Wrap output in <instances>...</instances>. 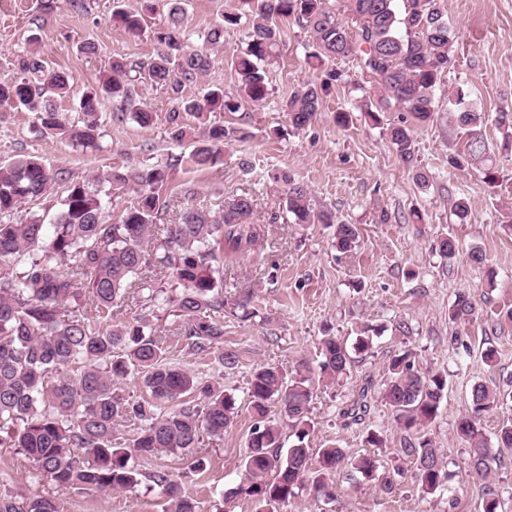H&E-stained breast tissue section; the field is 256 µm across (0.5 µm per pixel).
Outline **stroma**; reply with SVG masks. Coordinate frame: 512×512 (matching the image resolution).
I'll return each mask as SVG.
<instances>
[{
    "instance_id": "1",
    "label": "stroma",
    "mask_w": 512,
    "mask_h": 512,
    "mask_svg": "<svg viewBox=\"0 0 512 512\" xmlns=\"http://www.w3.org/2000/svg\"><path fill=\"white\" fill-rule=\"evenodd\" d=\"M85 3V11L78 12L72 0H0V81L14 77L15 50L24 47L29 35H38L40 51L50 65L76 79L74 97L62 104L75 120L81 117L79 92L97 82L113 54L148 57L153 51L150 31L167 17L166 5H159L146 19L147 32L132 36L112 21L115 0ZM230 4L231 0H183L184 26L193 35L192 46H199V33ZM445 8L456 35L453 59L435 90L434 121L414 131L418 163L429 179L424 186L403 167L385 130L366 123L361 115L357 104L374 94L375 87L362 82L358 60L339 58L313 69L306 60L310 37L292 20L281 23L278 58L266 68L270 95L265 104L248 105L233 114L210 113V122L248 134L244 141L227 140L223 163L211 169L189 163L190 140L171 139V103L159 89L140 91L141 105L154 114L147 127L113 120L114 105L104 100L99 111L101 148L96 152L43 136L34 126L33 113L0 106L2 165L22 155L35 156L47 167L81 180L113 166L164 163L174 157L178 163L170 171L167 191L173 204L164 223H174L179 211L187 208L214 211L248 197L253 203L251 220L264 230L255 252L224 265L225 296L251 293L268 318L264 325L225 319L224 344L238 351L237 367L228 370L212 359L189 355L179 342L170 348L172 362L194 368L204 381L223 382L237 398L239 413L223 439L207 437L200 445L207 458L205 471H190L188 458L182 456L143 460L139 469L146 478L134 489L71 491L65 496L67 512H162V495L147 478L160 465L180 475L200 512H211L219 496L241 479L253 425L248 409L252 369L271 363L289 374L299 363L316 365L323 327L351 343L366 325L377 331L372 350L356 355L347 379L318 391L307 442L314 449L338 445L352 459L367 454L385 471L401 467L405 473L393 492L386 493L345 465L334 478L335 500L305 490L282 512H479L477 479L465 464V445L457 438L455 425L470 409L472 385L512 386V321L503 316L512 308V230L501 222L503 213L512 209V155L501 150L503 130L494 121L497 112H512V0H446ZM247 31L244 25L225 28L224 44L212 57L204 85L236 91L234 61L245 47ZM87 41L96 43L97 53L82 51ZM325 79L331 87L316 120L305 131H289L284 100L294 87ZM456 89L490 116L483 133L496 160V184L448 164L450 147L459 144L448 118V93ZM339 112L350 114L347 126L337 125ZM243 157L252 162L246 172L238 167ZM281 170L307 187L315 208L357 225L356 250L337 252L331 245L332 231L324 225L293 223L283 188L272 178ZM461 197L470 206L462 222L451 210L452 201ZM416 210L423 221L413 218ZM446 233L458 242V253L450 261L433 248ZM475 247L482 251L483 262L471 260ZM465 290L480 293L483 317L449 321V306ZM400 318L409 323V335L394 333L392 325ZM488 347L496 351L491 365L482 358ZM404 349L413 352L421 368L448 374L440 414L425 432L443 451L454 491L450 498L421 492L407 475L410 463L399 453L405 433L378 393L391 356ZM365 387L372 388L373 396L362 419L343 416V409ZM372 433L381 436L380 446L368 444ZM50 489L48 479L39 476L22 453L0 448V493L37 496Z\"/></svg>"
}]
</instances>
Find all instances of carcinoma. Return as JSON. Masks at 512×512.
Instances as JSON below:
<instances>
[{
    "label": "carcinoma",
    "mask_w": 512,
    "mask_h": 512,
    "mask_svg": "<svg viewBox=\"0 0 512 512\" xmlns=\"http://www.w3.org/2000/svg\"><path fill=\"white\" fill-rule=\"evenodd\" d=\"M233 0L232 6L208 28L204 43L217 46L224 28L252 21L245 49L234 65L236 92L209 88L186 95L212 65L211 55L189 45L180 0H166L168 18L153 30L154 51L132 60L116 53L110 69L80 99L83 113L73 122L61 102L74 87L71 73L49 65L34 48L14 53L16 76L0 82V106L23 107L36 116L42 134L83 149L99 147L98 112L112 99L116 118L140 126L153 122L151 112L136 102V87L164 90L171 138L194 142L189 156L202 168L223 163L224 141L232 128L209 123L210 112H238L250 103L261 106L269 96L264 65L278 44L279 24L296 20L312 37L309 57L319 63L356 57L362 74L378 93L361 101L364 116L383 125L386 114L408 112L416 123L434 120V90L453 57L454 35L446 25L444 0ZM153 0H137L112 14L128 33L143 31ZM329 86L306 83L284 101L292 129L310 126L320 112ZM450 121L464 137L450 156L456 168L474 167L495 183V163L482 128L489 116L464 105L457 92ZM202 120L194 129L181 113ZM386 125V124H384ZM386 135L397 157L424 185L417 165L414 131L390 123ZM172 164L112 167L92 180L77 181L62 169L51 170L34 158L0 166V447L19 449L56 489L36 497L0 494V512H66L63 494L70 490L125 491L140 483L138 460L182 455L196 448L202 436L224 437L237 414L234 395L218 381L205 383L195 370L168 360L169 337L158 323L162 311L175 317L173 333L184 348L201 359L216 358L226 369L238 365L239 353L224 347V318L260 316L245 294L224 299L223 263L255 250L263 239L259 225L247 221L252 203L240 198L223 213L185 209L178 221L161 224L169 209L164 192ZM285 188L286 212L295 224H331L336 249L357 246L358 228L336 223L330 214L313 209L309 193L286 171L274 174ZM113 191L132 189L136 202L117 219L104 220L101 185ZM62 190L61 209L46 234L38 217H17L28 199L49 197ZM439 255L456 257L458 243L450 235L437 241ZM164 273L171 289L155 286ZM137 313L123 318L128 302ZM480 313L475 294L460 292L448 310L452 320H474ZM319 370L303 364L291 377L273 364H260L250 375L248 400L255 415L243 460V478L223 498L244 497L257 512H280L296 491L334 497L331 476L347 460L344 449L331 444L314 450L305 443L316 392L324 383L342 378L352 357L340 337L325 334L320 342ZM134 376L149 398L122 394V383ZM448 393V376L416 366L405 350L390 361L389 377L380 391L398 427L416 437L399 449L413 464L412 480L422 492L448 491L451 475L441 449L420 430L432 423ZM507 394L479 382L471 390V410L456 424L466 443L467 465L480 479V512L501 507L492 463L512 452V416L503 418L490 441L481 419L503 405ZM279 407L281 419L269 416ZM294 430L296 442L283 450V429ZM352 467L363 477L393 491L400 472L379 470L377 460L359 457ZM164 497L163 512H198L196 500L169 470L148 474Z\"/></svg>",
    "instance_id": "obj_1"
}]
</instances>
